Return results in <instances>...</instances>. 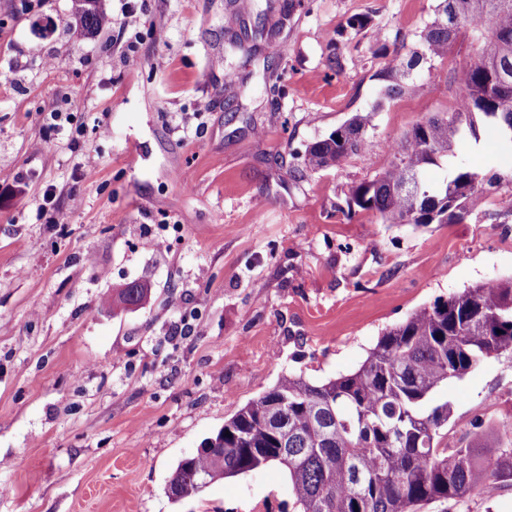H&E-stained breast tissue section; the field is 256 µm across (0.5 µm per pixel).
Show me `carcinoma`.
I'll use <instances>...</instances> for the list:
<instances>
[{
    "mask_svg": "<svg viewBox=\"0 0 512 512\" xmlns=\"http://www.w3.org/2000/svg\"><path fill=\"white\" fill-rule=\"evenodd\" d=\"M75 32L103 30L102 0H72ZM489 16L496 32L480 29ZM476 32L475 58L446 117L417 123L391 148L394 160L373 179L349 190V207L372 212L384 224H458L490 199L504 176L481 175L459 164L430 185L422 171L448 159L453 142L481 131L512 129V0H439L420 34L421 49L397 69L400 81L426 57L444 60L463 29ZM370 115L357 113L302 159L311 172L339 167L365 145ZM149 289L132 281L112 305H142ZM512 352V279L465 288L416 310L370 349L354 372L311 382L284 376L240 408L205 440L209 448L181 460L167 491L181 499L208 484L280 465L300 512H421L434 502L459 500L475 490L512 484V429L498 433L502 451L482 458L478 444L450 448L444 427L450 405L434 399L444 383L461 379L485 359Z\"/></svg>",
    "mask_w": 512,
    "mask_h": 512,
    "instance_id": "1",
    "label": "carcinoma"
}]
</instances>
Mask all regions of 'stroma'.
<instances>
[{
	"label": "stroma",
	"mask_w": 512,
	"mask_h": 512,
	"mask_svg": "<svg viewBox=\"0 0 512 512\" xmlns=\"http://www.w3.org/2000/svg\"><path fill=\"white\" fill-rule=\"evenodd\" d=\"M103 3L111 28L80 39L71 0H0V512H295L276 465L179 500L167 481L281 375L355 371L416 309L512 277L496 206L427 226L347 213L391 144L454 108L474 41L389 99L385 54L418 48L438 0ZM132 8L143 22L123 28ZM364 111L362 153L303 170L309 144ZM452 153L512 172L490 129ZM135 280L148 302L113 310ZM435 398L450 446L512 427V353ZM426 512H512V486Z\"/></svg>",
	"instance_id": "35a3bbf8"
}]
</instances>
